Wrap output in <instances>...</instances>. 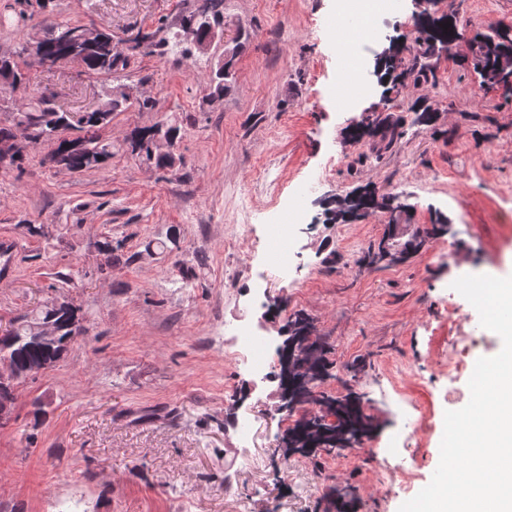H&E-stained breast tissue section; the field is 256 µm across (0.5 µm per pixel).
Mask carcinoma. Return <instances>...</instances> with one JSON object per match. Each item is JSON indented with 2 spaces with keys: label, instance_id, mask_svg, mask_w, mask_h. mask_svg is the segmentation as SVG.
<instances>
[{
  "label": "carcinoma",
  "instance_id": "cac0c4a2",
  "mask_svg": "<svg viewBox=\"0 0 512 512\" xmlns=\"http://www.w3.org/2000/svg\"><path fill=\"white\" fill-rule=\"evenodd\" d=\"M209 19L198 21L196 11L182 15L178 22L179 30H171L165 22L149 32L137 33L134 43L119 46L114 42L112 33L99 30L93 42L80 48L77 56L78 65L83 72L92 78L109 77L116 71H123L131 60L140 56L165 49L169 43L182 46V53H191L187 44V35L198 40L207 38L213 28L224 27V0H209ZM450 24L448 29L442 25ZM81 24H52L43 34L30 42L20 44L10 55H0V83H26L28 72L34 67V61L40 60L67 61L74 51V44L60 38V31L68 29L80 32ZM460 39L455 22L446 16L437 17L425 10L415 21L412 42L415 51L406 56L404 47L394 45V53L385 60L386 68L392 75L391 89L400 92L406 85H433L437 80L436 68L432 64H424V60L433 57L435 45L443 42H454ZM468 55L480 84L491 88L502 72V64L512 61V38L504 40L497 30L475 32L467 38ZM235 58H230L227 71L211 68L208 84L211 95L222 97L231 88L234 80ZM129 107V101L123 93L122 85L103 84L101 105L89 112H64L57 108L54 101L39 95L11 109V119L6 124L0 123V147L19 138L28 141L31 146L42 142L55 143V154L59 156L61 167L81 173L85 170L98 168L105 164L116 150L126 148L142 163L157 170L173 167L179 157L174 152L159 153L150 150V144L158 135L168 136L175 140L181 139V127L171 121L157 122L150 126L134 127L125 134L121 142L112 141V137L102 135V131L112 123V115L123 112ZM400 118L389 114L378 115L366 129H357L351 133L355 139L368 138L376 153L390 150L401 136L398 131ZM332 215L342 221L356 220L360 212L373 209H388L389 196H377L372 191H364L339 196L334 200ZM447 219L439 217L436 223L421 230L422 240L414 242L409 239L403 242L402 254L410 255L433 236L445 232ZM34 315L49 320L55 325L59 339L53 346L44 345L28 338L23 323H15L10 330L0 336V355L7 354L11 362L21 371L47 360L65 351L74 341L76 326L81 324L76 310L73 308H55L47 304L34 312ZM312 325V321L303 313L288 316V349L293 351L292 364L288 368V393L296 398L301 406L316 405L319 410L305 418L289 431L292 439V450L307 453L317 447H324L331 452L346 447V440L340 437V428H349L353 432H361L366 426L365 418L350 404L348 399H333L313 391L306 378H322L327 370V349L319 344L308 351L293 343L303 340V333ZM334 412L340 419V425L329 426L322 422L325 414Z\"/></svg>",
  "mask_w": 512,
  "mask_h": 512
}]
</instances>
